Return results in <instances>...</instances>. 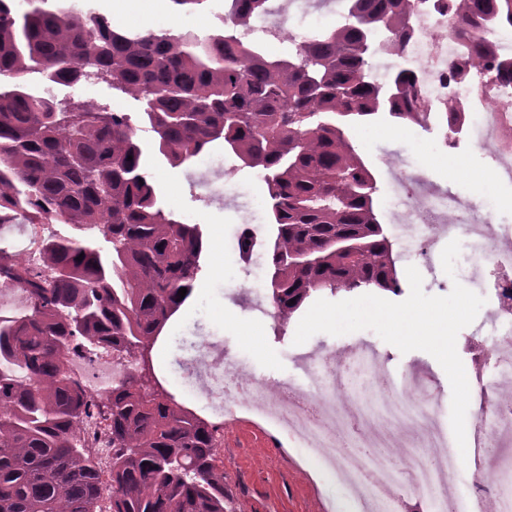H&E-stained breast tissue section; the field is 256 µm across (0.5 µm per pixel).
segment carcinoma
I'll return each mask as SVG.
<instances>
[{"label": "carcinoma", "instance_id": "obj_1", "mask_svg": "<svg viewBox=\"0 0 512 512\" xmlns=\"http://www.w3.org/2000/svg\"><path fill=\"white\" fill-rule=\"evenodd\" d=\"M342 21L271 54L247 39L268 0H226L223 26L157 34L122 29L73 0L52 9L0 0V227L17 213L72 229L37 241L26 264L0 243V285L26 305L0 312V512H224L214 426L161 387L146 390L149 354L192 292L205 243L158 198L149 153L173 167L220 142L267 188V289L278 325L309 299L341 291L403 292L392 240L379 220L376 177L351 138L384 119L428 127L411 68L381 81L380 54H406L413 16L444 9L453 32L512 27V0H343ZM471 69L512 79V60L471 43ZM471 69L452 71L456 84ZM105 83L142 104L144 143L126 112L34 94ZM465 116L438 113L445 145ZM83 256L78 261L76 257ZM295 303H290V300ZM135 359L112 388L91 392L71 370L80 348ZM105 422L111 479L81 430Z\"/></svg>", "mask_w": 512, "mask_h": 512}]
</instances>
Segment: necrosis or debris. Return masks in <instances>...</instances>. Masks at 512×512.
<instances>
[{"instance_id":"obj_1","label":"necrosis or debris","mask_w":512,"mask_h":512,"mask_svg":"<svg viewBox=\"0 0 512 512\" xmlns=\"http://www.w3.org/2000/svg\"><path fill=\"white\" fill-rule=\"evenodd\" d=\"M406 62L421 77L425 111H443L453 97L467 128L484 127L476 146L492 181L512 187V81L477 70L465 86L451 87L450 64H468L469 56L450 14L439 9L418 13ZM397 215L409 241L404 257L429 262L441 233L458 238L467 248L464 263L479 271L493 302L486 328L465 343L480 384L470 400L471 453L479 466L467 488L456 483L460 458L449 449V410L431 390L390 378L362 353L322 351L303 385L256 377L235 354H214L206 339L182 366L207 406L272 422L364 512H403L409 498L438 504L440 512H463L466 499L482 512H499L500 499L512 495V456L504 444L512 436V225L496 196L472 203L449 191L407 187L398 195Z\"/></svg>"}]
</instances>
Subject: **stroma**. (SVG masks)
Listing matches in <instances>:
<instances>
[{"instance_id": "1", "label": "stroma", "mask_w": 512, "mask_h": 512, "mask_svg": "<svg viewBox=\"0 0 512 512\" xmlns=\"http://www.w3.org/2000/svg\"><path fill=\"white\" fill-rule=\"evenodd\" d=\"M93 2L96 10L105 13L116 26L147 27L158 32H174L187 26L206 34L224 15V0H203L186 14L176 12L171 0ZM268 6L274 13L291 14L283 36L265 38L267 48L273 52L287 48V36H301L321 28L329 12L343 10L341 0H304L299 10L289 8L286 0H269ZM54 93L61 99L72 96L108 103L124 112L141 109L140 102L105 84L59 86ZM353 136L375 173L378 214L395 248L403 246L394 227L398 180L383 165V158H394L406 173L424 178L430 187L453 191L466 200L478 199L481 194L479 188L456 175L458 166H477L471 155L473 143L467 134H460L456 146L449 148L444 146L437 128L401 130L380 120L357 127ZM147 164L163 205L184 222L199 225L206 239L222 240L224 260L234 269L232 277H219L212 265L211 251H204L195 282L200 292L192 309L183 312L179 321H168L163 330L167 339V392L179 406L219 427L222 445L217 464L224 471L225 507L228 512H336L326 493L330 478L316 473L302 451L285 441L278 431L247 415L219 417L198 407L178 365L179 358L187 354V345L198 337H210L239 355L255 376L294 381L299 376V362L315 349L338 350L367 343L394 375L407 372L418 376L447 405L451 402V387L444 370L428 353H401L371 330L341 336L319 333L302 345H294L298 318L278 327L260 320L248 304L235 299V291L242 282L258 287L265 284L263 256L256 252L251 260H242L238 245L243 228H252L260 240L269 234L266 187L261 176L239 168L237 160L224 155L217 146L210 155L188 165L174 167L153 158ZM249 327L262 332V355L252 353L241 341L243 330Z\"/></svg>"}]
</instances>
